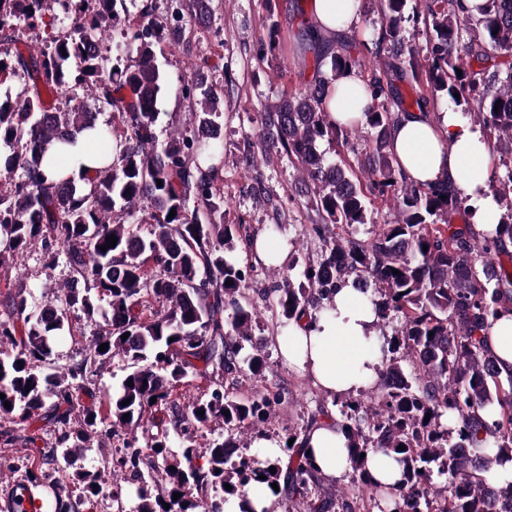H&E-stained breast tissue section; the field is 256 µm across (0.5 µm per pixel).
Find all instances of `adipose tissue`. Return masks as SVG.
I'll return each instance as SVG.
<instances>
[{
	"instance_id": "1",
	"label": "adipose tissue",
	"mask_w": 512,
	"mask_h": 512,
	"mask_svg": "<svg viewBox=\"0 0 512 512\" xmlns=\"http://www.w3.org/2000/svg\"><path fill=\"white\" fill-rule=\"evenodd\" d=\"M360 17V0H309V29L323 40L335 39ZM372 103L357 74L330 82L324 108L331 123L363 119ZM390 148L408 181L444 185L450 196L473 210V228L486 230L498 205L487 186L491 144L481 131L462 124L456 113L434 120L427 110L400 112L390 133ZM378 314L366 296L346 284L333 294L317 321L291 323L280 351L308 373L326 393L347 395L373 387L382 363L384 342L377 337ZM314 467L323 475L342 476L350 468L346 436L334 424L314 429L307 441Z\"/></svg>"
}]
</instances>
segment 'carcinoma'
<instances>
[{
  "mask_svg": "<svg viewBox=\"0 0 512 512\" xmlns=\"http://www.w3.org/2000/svg\"><path fill=\"white\" fill-rule=\"evenodd\" d=\"M380 3L385 22L374 44L387 54L388 69L415 84L413 104L419 107L441 95L473 115L487 137L505 142L512 153V61L507 60L512 56V0H480L475 14L456 10V0H425L432 47L424 65L405 56L401 44L409 0ZM56 4L72 13L70 35L51 34V47L24 58L12 47L18 24L34 27L36 17ZM131 6L135 0H0V79L19 71L27 75L15 93L0 97V143L8 148L0 154V174L8 178L0 189V265L39 237L68 245L66 262L72 271V280L55 298L63 312L52 304L39 314L28 310L27 288L21 283L10 298L17 323H0V395H5L0 420L23 423L51 399V420L61 425L52 446L37 449L26 469L24 483L33 488L43 485L44 465L74 468L102 435L99 425L138 423L149 411L172 405L173 388L195 368L194 361L212 366L210 373L199 372L207 380L219 371H233L240 340L256 320L254 309L239 299L242 270L224 259V247L231 246L237 228L224 223L209 175L199 166L220 152L212 119L217 98L196 83V130L190 136L172 130L159 146L152 133L164 84L157 65L159 24L152 21L135 35L139 59L133 69L122 71L108 57L83 55L88 44L109 38L111 27L130 16ZM362 65L359 58L319 47L312 83L270 107L263 148L266 159L286 155L294 162L310 202L327 224L350 228L367 223L370 195L393 202L397 210V219L380 225L366 241L339 234L325 241L321 260L307 267L305 281L286 278L266 293L274 297L278 315L291 322L349 281L373 288L370 301L379 317L393 312L400 320L396 335L387 340L390 357L383 374L401 378L402 389L393 393L377 384L368 407L350 403L340 410L361 489L328 492L321 487L323 475L305 457L302 441L297 459L285 467L277 457L255 459L246 471L228 465L224 448L265 422L271 400L238 399L216 387L208 399L181 413L178 427L189 438L221 422L226 438L202 451L187 445L178 452L167 450L165 437L153 438L145 450L136 447L137 440L128 441L129 452L73 473L86 499L97 495L105 476L121 471L139 483L136 512L165 506L167 512H191L198 505L194 493L223 492L227 484L229 493H240L241 512H255L243 487L264 475L266 486L279 487L270 490L276 497L303 500L317 491L307 512H491L490 499L500 500L499 512H512V485L500 488L487 479L495 467L512 461V371L500 372L486 336L499 310L512 306V271L500 260L512 244V167L493 186L499 213L479 238L469 220L455 223L456 216L471 213L448 196L447 187L413 184L399 170L389 142L395 113L383 103L392 87L377 77L370 83L374 103L366 115L371 138L365 153L354 166L329 158L319 143L337 139L346 144L349 132L327 120L325 86ZM72 86L82 89L83 97L61 103L63 91ZM89 99L121 114L129 132L123 149L115 161L78 180L52 181L43 164L62 168L69 159L63 153L48 155L55 143L73 145L79 134L92 131L97 153L106 157L111 150L112 129L89 118ZM193 182L203 208L188 217L185 194ZM118 202L128 214L150 203L148 236L112 218ZM111 235L117 238L114 247L106 241ZM150 260L163 273L148 274ZM153 298L166 303L160 318L145 316ZM100 300L109 307L106 328L84 358L67 373H44L41 363L53 336L64 330L66 310L77 306L92 317ZM103 343L108 349L101 352ZM117 356L138 365L126 375L133 386L121 384L103 407H83L77 426H69L78 393L93 396L76 379L98 361ZM403 361L413 363L414 376L404 374ZM494 401L496 419H481L478 412ZM445 412L457 420L452 431L441 425ZM400 445L405 450H398ZM375 450L393 455L401 468L397 483L372 477L368 458L361 454ZM198 455L206 466L191 465ZM272 467L276 472H270ZM435 471L447 476L445 484L434 482ZM177 492L181 496L175 500Z\"/></svg>",
  "mask_w": 512,
  "mask_h": 512,
  "instance_id": "1",
  "label": "carcinoma"
}]
</instances>
